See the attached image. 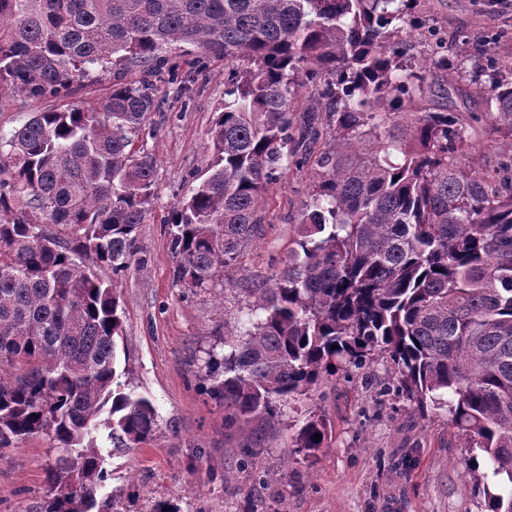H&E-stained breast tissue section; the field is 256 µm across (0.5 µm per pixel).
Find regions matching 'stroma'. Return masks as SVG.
Returning a JSON list of instances; mask_svg holds the SVG:
<instances>
[{
	"label": "stroma",
	"mask_w": 512,
	"mask_h": 512,
	"mask_svg": "<svg viewBox=\"0 0 512 512\" xmlns=\"http://www.w3.org/2000/svg\"><path fill=\"white\" fill-rule=\"evenodd\" d=\"M413 15L435 37L406 34L409 62L437 49L465 62L449 99L429 90L414 99L413 111L448 107L464 129L454 163L497 169L503 157L487 131L473 73L489 60L512 65V0H418ZM169 63L141 132L157 171L135 255L122 275L98 271L113 281L121 300L127 379L158 412L146 443L126 447L99 435L109 473L104 493L114 496L116 512H150L159 503L176 512H489L481 486L466 472L473 451L448 411L422 416L406 397L380 396L392 374L385 357L363 371L338 369L274 416L245 427L230 423L228 411L211 398L207 354L223 352L227 325L245 319L251 288L286 265L317 181L316 157L336 140L333 131L322 130L311 156L289 164L270 185L259 230L236 269L207 288L176 282L167 218L208 174L213 151L207 132L224 100L230 66L223 57L195 51L175 53ZM111 90L105 76L48 101L2 92L0 134L51 106L100 105ZM312 416L325 421L327 433L315 457L306 458L295 454L292 437ZM245 447L259 449L261 476L243 469L239 451ZM7 453L8 462L0 464V512H40L54 442L36 435Z\"/></svg>",
	"instance_id": "1"
}]
</instances>
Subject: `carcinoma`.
Returning a JSON list of instances; mask_svg holds the SVG:
<instances>
[{"label":"carcinoma","mask_w":512,"mask_h":512,"mask_svg":"<svg viewBox=\"0 0 512 512\" xmlns=\"http://www.w3.org/2000/svg\"><path fill=\"white\" fill-rule=\"evenodd\" d=\"M416 0H0V88L40 99L113 73L100 107L35 112L0 137V449L45 434L41 512H109L100 431L141 444L157 426L122 366L118 276L134 256L157 161L137 146L151 78L171 50L240 61L210 129L209 175L174 207L178 282L207 288L253 241L270 184L334 126L355 151L320 173L288 264L251 289L248 319L209 354V393L248 423L273 415L336 365L387 355L396 393L445 408L483 454L491 512H512V169L466 170L446 109L423 112L410 142L385 118L424 86L449 95L459 63L404 60ZM136 69L141 80L128 82ZM488 127L512 156V69L484 70ZM309 104L295 113L299 89ZM326 423L293 438L312 457Z\"/></svg>","instance_id":"cac0c4a2"}]
</instances>
